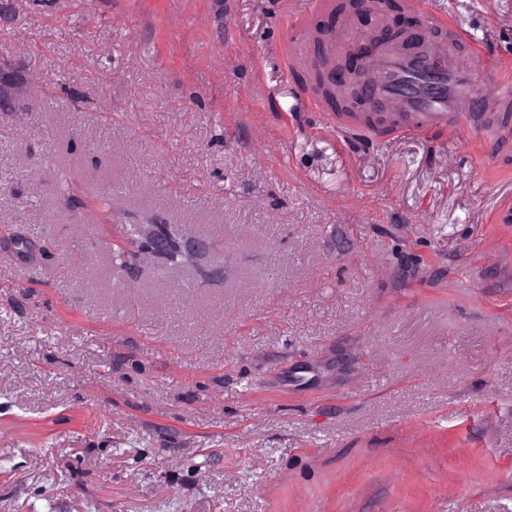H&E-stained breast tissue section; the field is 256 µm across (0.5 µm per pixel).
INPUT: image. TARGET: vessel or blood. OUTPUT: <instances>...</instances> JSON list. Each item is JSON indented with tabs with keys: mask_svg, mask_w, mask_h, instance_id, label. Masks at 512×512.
Listing matches in <instances>:
<instances>
[{
	"mask_svg": "<svg viewBox=\"0 0 512 512\" xmlns=\"http://www.w3.org/2000/svg\"><path fill=\"white\" fill-rule=\"evenodd\" d=\"M356 44L373 48L365 79L375 87L377 94L395 102L394 131L440 135L448 129L464 126L486 137L489 146H496L497 127L489 124L485 113L469 111L465 100L466 94L482 79V72L458 73L449 65L446 55L436 49L421 55L395 54L390 52L387 43H370L364 35L357 37ZM429 66L437 71L439 94L429 96L414 90L403 91L402 82L411 72Z\"/></svg>",
	"mask_w": 512,
	"mask_h": 512,
	"instance_id": "vessel-or-blood-1",
	"label": "vessel or blood"
}]
</instances>
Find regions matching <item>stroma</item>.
Listing matches in <instances>:
<instances>
[{"mask_svg": "<svg viewBox=\"0 0 512 512\" xmlns=\"http://www.w3.org/2000/svg\"><path fill=\"white\" fill-rule=\"evenodd\" d=\"M302 2L0 0V512H512V144L336 129Z\"/></svg>", "mask_w": 512, "mask_h": 512, "instance_id": "1", "label": "stroma"}]
</instances>
